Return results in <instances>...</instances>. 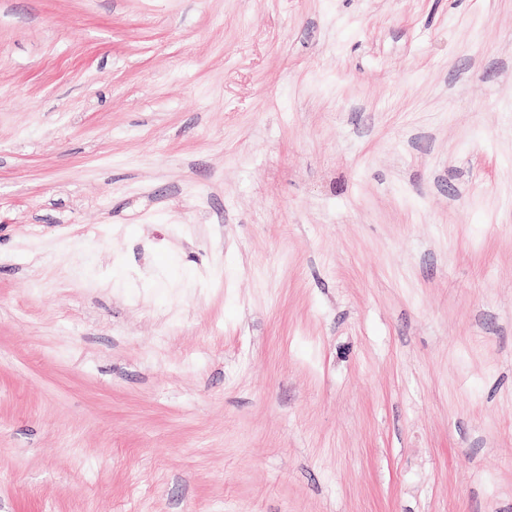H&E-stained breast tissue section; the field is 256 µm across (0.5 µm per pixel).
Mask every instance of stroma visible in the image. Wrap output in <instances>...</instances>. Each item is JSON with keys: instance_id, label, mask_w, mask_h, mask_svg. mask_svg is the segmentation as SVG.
I'll return each mask as SVG.
<instances>
[{"instance_id": "obj_1", "label": "stroma", "mask_w": 512, "mask_h": 512, "mask_svg": "<svg viewBox=\"0 0 512 512\" xmlns=\"http://www.w3.org/2000/svg\"><path fill=\"white\" fill-rule=\"evenodd\" d=\"M0 512H512V0H0Z\"/></svg>"}]
</instances>
